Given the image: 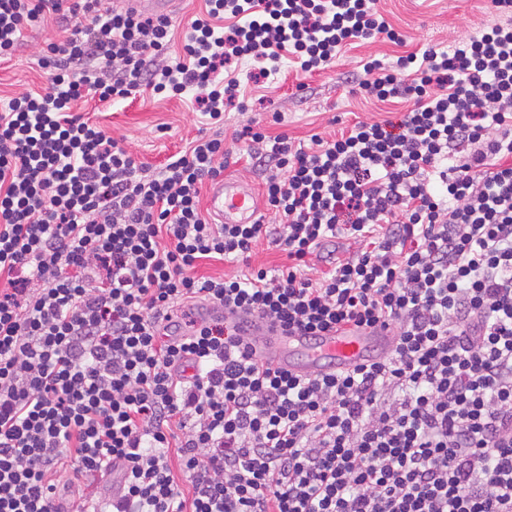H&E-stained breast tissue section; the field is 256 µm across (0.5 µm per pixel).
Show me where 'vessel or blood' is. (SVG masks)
Listing matches in <instances>:
<instances>
[{
    "label": "vessel or blood",
    "mask_w": 512,
    "mask_h": 512,
    "mask_svg": "<svg viewBox=\"0 0 512 512\" xmlns=\"http://www.w3.org/2000/svg\"><path fill=\"white\" fill-rule=\"evenodd\" d=\"M257 197L247 184L217 180L209 197V209L215 223L249 224L256 216ZM253 332L260 338L264 356L280 367L299 373L328 368H344L369 359L371 351L386 353L391 345L388 330L346 326L328 335L310 339L286 336L280 328L256 324Z\"/></svg>",
    "instance_id": "obj_1"
}]
</instances>
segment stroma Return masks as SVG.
<instances>
[{
  "instance_id": "1",
  "label": "stroma",
  "mask_w": 512,
  "mask_h": 512,
  "mask_svg": "<svg viewBox=\"0 0 512 512\" xmlns=\"http://www.w3.org/2000/svg\"><path fill=\"white\" fill-rule=\"evenodd\" d=\"M487 5V0H377L378 9L406 35V43L370 40L344 48L335 67L325 72L305 74L284 60L278 73L253 80L249 77L253 60L232 62L228 74L240 82V103L224 112V143L232 153L226 174L262 191L267 172L252 169L247 145L234 139L237 129L255 119H262L267 135L285 133L306 142L314 134L330 139L356 122L390 119L404 111L405 103H383L352 91L342 81V73L357 69L369 57L388 63L410 52L446 48L493 21ZM64 38L49 16L25 30L21 47L11 59L0 61V106L19 93L37 92L47 85L48 75L38 65L40 51L46 41L59 43ZM197 96L190 90L169 98L144 87L116 103L81 100L74 110L119 139L137 162L157 171L171 155L184 150L199 129L208 127Z\"/></svg>"
}]
</instances>
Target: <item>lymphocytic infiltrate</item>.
I'll return each mask as SVG.
<instances>
[{"label":"lymphocytic infiltrate","mask_w":512,"mask_h":512,"mask_svg":"<svg viewBox=\"0 0 512 512\" xmlns=\"http://www.w3.org/2000/svg\"><path fill=\"white\" fill-rule=\"evenodd\" d=\"M375 4L207 0L173 57L166 18L0 0L1 60L45 15L71 26L41 59L47 90L0 110V512H512V0L448 49L348 75L411 101L398 122L307 146L245 127L276 225L202 214L229 154L225 64L323 72L355 40L401 43ZM144 86L197 89L217 127L158 172L72 110ZM267 236L288 259L274 274L251 264ZM339 236L349 256L312 275ZM206 260L243 270L198 275ZM247 320L394 343L294 374Z\"/></svg>","instance_id":"obj_1"}]
</instances>
